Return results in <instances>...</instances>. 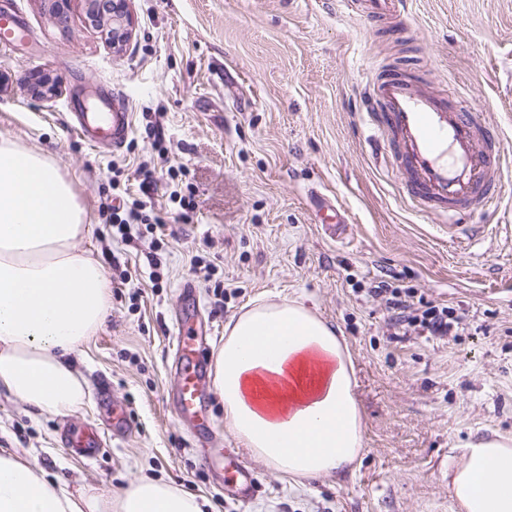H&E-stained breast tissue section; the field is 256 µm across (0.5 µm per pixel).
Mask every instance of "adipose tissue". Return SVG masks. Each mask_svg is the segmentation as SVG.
Segmentation results:
<instances>
[{"label":"adipose tissue","instance_id":"1","mask_svg":"<svg viewBox=\"0 0 512 512\" xmlns=\"http://www.w3.org/2000/svg\"><path fill=\"white\" fill-rule=\"evenodd\" d=\"M89 213L47 152L0 139V390L43 413L70 415L88 396L74 360L103 326L111 284L78 242ZM224 427L290 485L341 472L363 444L352 364L335 331L303 305L254 303L228 322L213 356ZM460 512H512V438L470 444L452 480ZM0 512H203L156 478L116 496L71 491L0 448Z\"/></svg>","mask_w":512,"mask_h":512}]
</instances>
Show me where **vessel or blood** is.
<instances>
[{
  "label": "vessel or blood",
  "instance_id": "obj_1",
  "mask_svg": "<svg viewBox=\"0 0 512 512\" xmlns=\"http://www.w3.org/2000/svg\"><path fill=\"white\" fill-rule=\"evenodd\" d=\"M363 15L387 20L400 15L404 0H355ZM28 29L21 15L0 11V46L13 49L25 43ZM373 94L381 105L372 119L381 139H392L393 164L401 176L405 200L416 210L439 218H456L497 206L507 160L501 135L486 110L471 105L466 92L456 94L455 106L443 103L428 87L408 83L400 75L379 71L373 77ZM77 136L97 146L120 148L131 131L126 104L113 103L108 112H73ZM192 316L177 323L176 351L182 369L179 405L182 417L207 427L200 394L206 376L202 360L190 345ZM66 444L96 455L102 440L92 433L67 429Z\"/></svg>",
  "mask_w": 512,
  "mask_h": 512
}]
</instances>
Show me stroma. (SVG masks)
Wrapping results in <instances>:
<instances>
[{
    "mask_svg": "<svg viewBox=\"0 0 512 512\" xmlns=\"http://www.w3.org/2000/svg\"><path fill=\"white\" fill-rule=\"evenodd\" d=\"M27 20L25 48L0 47V137L52 154L83 200L94 232L81 247L106 268L112 291L103 327L77 366L89 386L77 414H40L0 394V448L17 449L69 487L108 495L146 476L194 494L204 512H459L448 476L478 437H512V222L473 216L488 236L449 239L413 209L380 154L368 115L371 77L394 70L446 101L464 86L489 108L512 161V0H407L395 22L369 26L339 0H133L135 35L108 46L85 0L59 22L52 0H10ZM41 73L58 84L33 97ZM123 94L132 132L117 150L73 133L81 100L103 111L98 86ZM167 150L158 162L154 142ZM154 160L153 183L133 173ZM188 172L197 221L176 223L168 166ZM121 167L131 194L146 193L153 231L114 240L101 204ZM346 217L338 237L317 224L310 189ZM156 248L158 280L145 258ZM391 278L424 300L456 309L459 335L396 334L366 294ZM200 304L205 364L224 327L254 301L297 300L332 325L354 368L363 446L344 474L304 490L252 457L224 428L213 388L204 403L210 434L190 433L173 394L174 322ZM126 427L112 426L113 411ZM96 429L103 447L87 458L64 444L67 426ZM252 468L256 491L226 495L213 462Z\"/></svg>",
    "mask_w": 512,
    "mask_h": 512,
    "instance_id": "35a3bbf8",
    "label": "stroma"
}]
</instances>
